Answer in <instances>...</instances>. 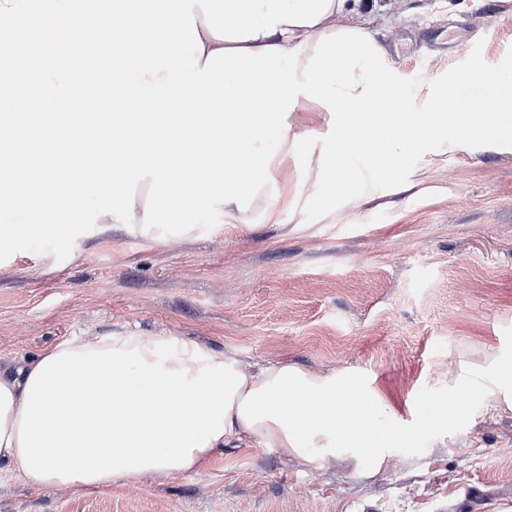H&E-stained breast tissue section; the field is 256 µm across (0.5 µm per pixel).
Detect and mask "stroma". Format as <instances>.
I'll use <instances>...</instances> for the list:
<instances>
[{
    "label": "stroma",
    "mask_w": 512,
    "mask_h": 512,
    "mask_svg": "<svg viewBox=\"0 0 512 512\" xmlns=\"http://www.w3.org/2000/svg\"><path fill=\"white\" fill-rule=\"evenodd\" d=\"M396 74L432 78L461 62L455 41L486 21L482 55L512 48V0H369ZM317 130L285 177L279 221L189 236L139 231L85 244L105 200L77 224L35 225L0 184V365L79 336H171L254 368L275 360L347 371L377 397L383 428L415 424L414 400L459 396L470 418L410 444L322 469L232 443L195 472L107 489L58 490L0 473V512H488L512 503V408L488 396L512 366V148L448 146L407 183L371 190L308 223L313 169L336 140Z\"/></svg>",
    "instance_id": "1"
}]
</instances>
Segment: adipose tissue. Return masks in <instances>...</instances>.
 <instances>
[{"instance_id": "adipose-tissue-1", "label": "adipose tissue", "mask_w": 512, "mask_h": 512, "mask_svg": "<svg viewBox=\"0 0 512 512\" xmlns=\"http://www.w3.org/2000/svg\"><path fill=\"white\" fill-rule=\"evenodd\" d=\"M165 52L117 77L125 98L150 101L156 117L114 115L88 150L118 154L149 141L166 167H117L97 185L109 203L97 234L139 230L157 239L190 231L195 214L217 209L241 224L253 198L259 216L278 217L279 177L304 139L291 116L299 103L320 105L338 130L350 105L397 94L375 27L389 17L360 0H167ZM273 87L266 113L240 112ZM202 94L236 109L198 120L185 100ZM406 113H365L345 152L389 155L403 140ZM210 152L216 162L241 156L233 181L188 179L182 160ZM371 392L358 380L275 361L251 370L235 358L170 336L119 333L76 337L25 366L0 370V471L21 469L28 483L54 489H101L194 471L231 441H250L320 469L361 449L408 443L412 433L380 431Z\"/></svg>"}]
</instances>
